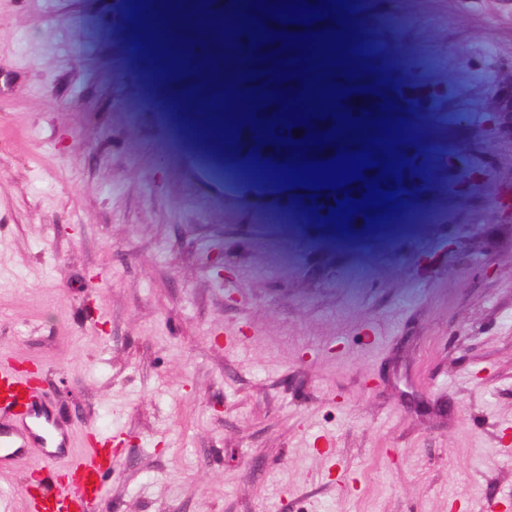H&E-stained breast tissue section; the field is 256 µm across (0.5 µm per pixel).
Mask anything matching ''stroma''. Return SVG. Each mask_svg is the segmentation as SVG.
<instances>
[{"label": "stroma", "instance_id": "obj_1", "mask_svg": "<svg viewBox=\"0 0 512 512\" xmlns=\"http://www.w3.org/2000/svg\"><path fill=\"white\" fill-rule=\"evenodd\" d=\"M360 32L420 145L411 231L341 245L228 210L215 118L130 56L125 0H0V355L38 365L98 512L512 507V0H370ZM173 72L152 83L164 67ZM39 452L0 470V502ZM493 101L500 133L512 134V70L502 71L501 80L494 90Z\"/></svg>", "mask_w": 512, "mask_h": 512}]
</instances>
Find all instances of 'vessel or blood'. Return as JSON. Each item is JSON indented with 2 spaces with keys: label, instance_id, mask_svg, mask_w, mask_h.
Instances as JSON below:
<instances>
[{
  "label": "vessel or blood",
  "instance_id": "b4317fda",
  "mask_svg": "<svg viewBox=\"0 0 512 512\" xmlns=\"http://www.w3.org/2000/svg\"><path fill=\"white\" fill-rule=\"evenodd\" d=\"M499 130L512 134V70L503 72L494 90ZM251 143L226 145L224 204L251 216L296 211L298 191L262 180L252 163ZM39 374L22 372L0 359V467L24 457L29 449L42 451L43 465L33 472L32 485L41 492L29 502L30 512H96L105 492L111 465L102 463L101 449L60 473L55 463L67 453L69 434L41 397Z\"/></svg>",
  "mask_w": 512,
  "mask_h": 512
}]
</instances>
